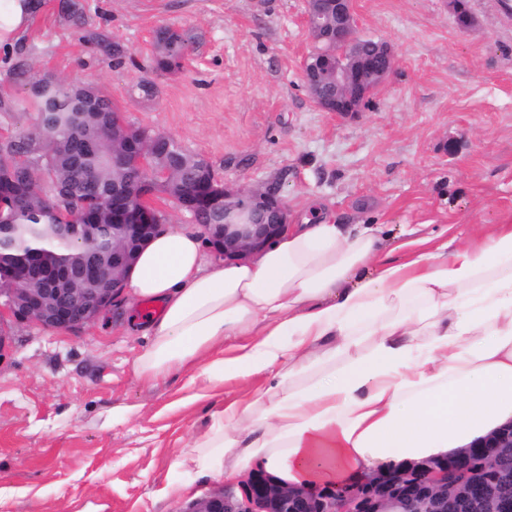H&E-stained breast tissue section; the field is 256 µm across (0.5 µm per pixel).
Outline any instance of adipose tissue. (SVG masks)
<instances>
[{
	"label": "adipose tissue",
	"instance_id": "obj_1",
	"mask_svg": "<svg viewBox=\"0 0 512 512\" xmlns=\"http://www.w3.org/2000/svg\"><path fill=\"white\" fill-rule=\"evenodd\" d=\"M40 0H0V50ZM382 228L313 213L252 257L204 261L191 224L140 252L124 296L158 302L140 382L196 369L213 380L265 374L267 388L219 412L178 468L239 481L261 472L313 490L456 453L512 424V224L483 241L392 257ZM262 338L206 366L229 336Z\"/></svg>",
	"mask_w": 512,
	"mask_h": 512
}]
</instances>
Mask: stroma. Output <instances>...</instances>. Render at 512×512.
I'll list each match as a JSON object with an SVG mask.
<instances>
[{
    "label": "stroma",
    "mask_w": 512,
    "mask_h": 512,
    "mask_svg": "<svg viewBox=\"0 0 512 512\" xmlns=\"http://www.w3.org/2000/svg\"><path fill=\"white\" fill-rule=\"evenodd\" d=\"M85 26L123 56L103 59L43 0L15 52L0 55V132L30 129L35 110L11 71L94 87L132 128L163 132L209 161L223 183L278 187L290 223L312 209L340 224H380L390 245L408 224L442 243L512 224V13L467 0H357V33L387 42L396 69L362 112L316 108L302 66L314 47L305 0H78ZM164 23L201 40L180 71L153 75ZM153 80L154 95L143 81ZM124 304L78 332L15 324L0 358V512H183L164 494L180 448L216 412L269 384L174 374L146 386L132 362L147 339Z\"/></svg>",
    "instance_id": "stroma-1"
}]
</instances>
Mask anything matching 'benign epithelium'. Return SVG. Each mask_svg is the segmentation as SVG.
Wrapping results in <instances>:
<instances>
[{
  "label": "benign epithelium",
  "instance_id": "1",
  "mask_svg": "<svg viewBox=\"0 0 512 512\" xmlns=\"http://www.w3.org/2000/svg\"><path fill=\"white\" fill-rule=\"evenodd\" d=\"M305 21L316 40L338 47L336 57L312 55L303 68L306 89L325 112L349 115L362 111L395 67L390 45L355 36V0H308ZM139 197L112 225V253L33 254L18 260L6 252L0 225V358L12 343L5 323H33L46 330L76 331L109 313L122 302L126 276L139 251L161 228L144 224L145 202ZM288 227V209L280 190L264 192L224 186V223L202 224L205 240L220 256L245 258ZM480 448H512V425L501 427L478 443ZM425 486L417 512H446L448 497L468 484L448 479V462L419 464ZM416 471V472H418ZM416 472L408 468L396 478L377 471L351 488L312 492L300 484L284 486L269 476L252 477L241 488L212 492L193 501L187 512H402L400 501Z\"/></svg>",
  "mask_w": 512,
  "mask_h": 512
}]
</instances>
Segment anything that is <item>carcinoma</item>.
<instances>
[{"label": "carcinoma", "mask_w": 512, "mask_h": 512, "mask_svg": "<svg viewBox=\"0 0 512 512\" xmlns=\"http://www.w3.org/2000/svg\"><path fill=\"white\" fill-rule=\"evenodd\" d=\"M60 10L76 27L84 30V38L106 56L114 59L123 56L122 46L105 33L84 29L82 11L74 0H61ZM153 40L156 44L154 70L171 73L183 67L200 34L164 25L154 31ZM13 76L31 85L37 112L47 114L52 125L37 126L15 143L0 146V166L15 149L27 150L33 159L31 168L17 170L14 174V182L23 187V193H13L7 186L0 188V225H15L11 250L25 255L38 240L58 251H73L74 243L58 236L53 229V225L60 223L58 211L67 205L75 207L97 194L108 197V210L94 219L87 213L79 215L76 221L91 225L90 230L83 233L84 238L93 239L99 249H112V217L139 197L148 180V172L135 160L142 146L132 142L126 132L113 127L112 114L116 110L94 88L31 76L24 60L15 65ZM148 149L156 165L169 172L167 180L159 185L160 192L203 224L224 223V194L219 191L221 184L205 158L160 132L154 133ZM48 152L56 178L69 188L67 201L43 194L44 155ZM459 465L476 471L473 494L484 497L487 507L501 498L512 502L511 452L504 455L498 448H480Z\"/></svg>", "instance_id": "carcinoma-1"}]
</instances>
